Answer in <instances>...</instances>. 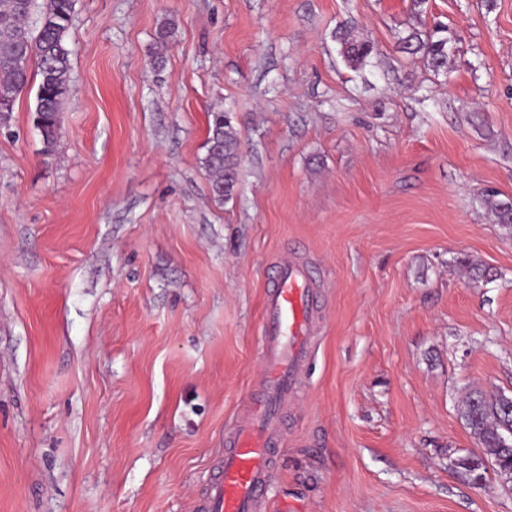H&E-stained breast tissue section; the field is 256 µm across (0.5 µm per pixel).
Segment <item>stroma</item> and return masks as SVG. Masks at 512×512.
I'll use <instances>...</instances> for the list:
<instances>
[{"mask_svg":"<svg viewBox=\"0 0 512 512\" xmlns=\"http://www.w3.org/2000/svg\"><path fill=\"white\" fill-rule=\"evenodd\" d=\"M438 24L439 74L399 46ZM66 42L53 152L35 87L0 121V512H196L293 259L319 331L262 512H512L455 465L466 393L512 394V0H75ZM341 54L353 66L362 65L373 53L372 42L364 38H356L349 33L340 37ZM208 151L203 164L211 177V191L218 201L232 196L240 166V138L224 112H213L208 127ZM498 194L489 190L485 193V203L491 213L494 215L498 224H502L509 229L512 228V201L496 199Z\"/></svg>","mask_w":512,"mask_h":512,"instance_id":"obj_1","label":"stroma"}]
</instances>
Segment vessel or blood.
<instances>
[{"mask_svg": "<svg viewBox=\"0 0 512 512\" xmlns=\"http://www.w3.org/2000/svg\"><path fill=\"white\" fill-rule=\"evenodd\" d=\"M316 324L311 271L295 260L279 265L264 300L259 394L242 406L197 512H253L266 499L271 448L282 436V408L311 359Z\"/></svg>", "mask_w": 512, "mask_h": 512, "instance_id": "1", "label": "vessel or blood"}]
</instances>
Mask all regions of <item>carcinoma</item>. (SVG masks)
I'll list each match as a JSON object with an SVG mask.
<instances>
[{
    "instance_id": "obj_1",
    "label": "carcinoma",
    "mask_w": 512,
    "mask_h": 512,
    "mask_svg": "<svg viewBox=\"0 0 512 512\" xmlns=\"http://www.w3.org/2000/svg\"><path fill=\"white\" fill-rule=\"evenodd\" d=\"M37 0H0V120L13 110L17 95L30 83L29 62L36 60L39 83L36 111L42 117L40 134L44 151L52 152L58 138V115L71 91L70 50L65 38L74 0H44L42 10L31 22ZM446 29L432 32L412 29L400 39L402 50L420 55L436 73L447 69L453 52V38ZM341 54L353 66L365 63L373 53L372 42L345 34L340 38ZM208 151L203 164L211 177L213 196L222 201L232 196L240 166V138L232 120L222 112L212 113L208 127ZM485 203L497 223L512 228V201L485 193ZM504 394L487 396L471 391L461 401L460 418L482 453L469 454L456 465L468 472L492 470L500 479L512 473V457L504 452L503 441L512 436V410H505Z\"/></svg>"
}]
</instances>
